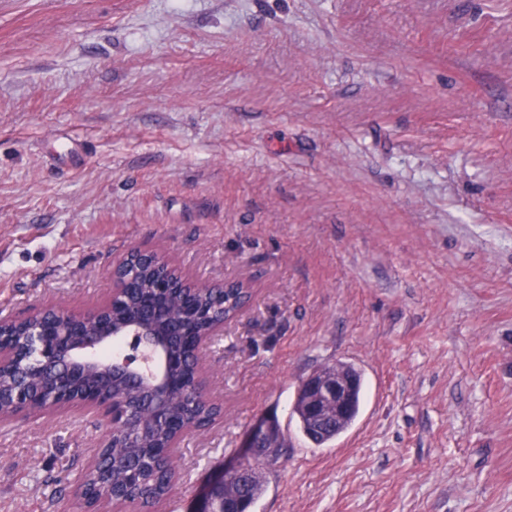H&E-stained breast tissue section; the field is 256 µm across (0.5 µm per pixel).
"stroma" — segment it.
Wrapping results in <instances>:
<instances>
[{
    "instance_id": "stroma-1",
    "label": "stroma",
    "mask_w": 512,
    "mask_h": 512,
    "mask_svg": "<svg viewBox=\"0 0 512 512\" xmlns=\"http://www.w3.org/2000/svg\"><path fill=\"white\" fill-rule=\"evenodd\" d=\"M134 248L253 289L161 512L268 412L252 512H512V0H0V316L96 307ZM339 361L365 403L317 447ZM106 428L0 423V512H79ZM314 375H334L340 378L349 379L352 386L347 395V410L338 419L331 413L332 423L323 433H316L310 423L307 411V393L303 387V381L297 389L292 405L291 417L296 421L299 430L316 446L320 447L329 441L336 440L340 435L347 432L356 422L364 400L363 373L353 364L337 362L334 365L325 366L313 373ZM305 385L315 394L317 401L321 403H336L340 405L344 397L343 385L337 381L316 376L307 377ZM266 448L267 450L263 456L248 458L243 462L244 469L249 473L248 483L244 489L238 487L234 482H230L227 486L228 494H235L232 498L241 496L246 501L247 510L264 491V471L275 466L288 448L284 433L275 416H272L270 420V435L266 442Z\"/></svg>"
}]
</instances>
